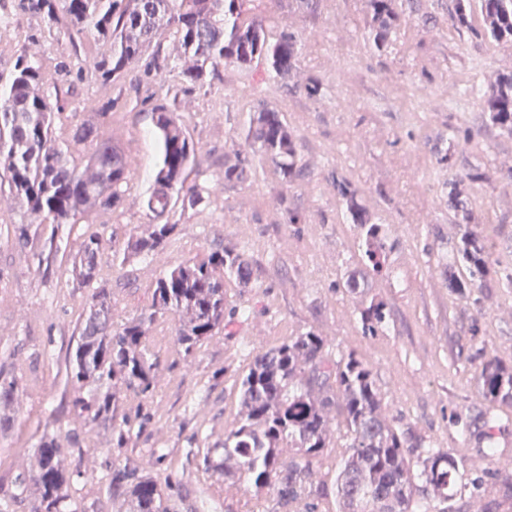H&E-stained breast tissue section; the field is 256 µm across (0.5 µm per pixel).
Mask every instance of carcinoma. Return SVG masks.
<instances>
[{"label":"carcinoma","mask_w":512,"mask_h":512,"mask_svg":"<svg viewBox=\"0 0 512 512\" xmlns=\"http://www.w3.org/2000/svg\"><path fill=\"white\" fill-rule=\"evenodd\" d=\"M399 0H367L371 16L367 40L382 51L394 41L402 13ZM472 0H452L449 18L459 31L472 30ZM257 0H27V7L50 29L66 20L65 36L72 50L92 32L112 43V55L94 64L107 81L121 79L132 66L145 63V72L163 77L178 71L184 87L202 86L224 66L245 69L266 61L267 71L285 75L297 67L301 51L297 37L282 31L269 35L267 16ZM485 34L497 41L512 40V0H481ZM173 35L191 65L181 68L163 54L161 37ZM490 122L512 135V75L502 77L483 94ZM60 89L43 87L40 70L27 54L18 57L11 80L0 89V174L23 213L41 215L51 225L48 252L41 260L44 273L53 272L57 259L56 230L75 224L90 207L112 211L123 203L127 159L99 138L89 122L71 128L70 138L53 136L61 115ZM159 162L146 199L152 221L147 232L133 235L126 249L149 256L169 243L179 223L170 220L176 204L193 209L203 201L202 190L188 182L197 147L176 112L175 100L153 107ZM89 149L84 168L75 164L71 148ZM246 149L224 168V183L243 177L258 159L276 164L285 181L296 173L299 154L295 136L280 113L262 107L250 119ZM485 182L484 174L467 173L448 183V204L467 225L457 241L453 265L464 274L451 287L464 295L491 283L512 286V265L502 267L490 258L487 239L471 223L465 182ZM352 223L358 225L372 269L381 267L385 234L370 221L351 184L338 185ZM102 239L88 235L73 256L72 275L91 293L80 315L79 341L71 362L72 407L86 424L112 425L117 445L130 437L139 414L116 419L121 394L151 396L159 361L152 357L148 331L168 320L175 322L177 354L187 360L224 327V279L245 282L249 268L232 250L212 253L201 262H183L159 277L151 302L120 322L112 321V292L101 270ZM364 329L373 334L386 321L385 304L372 301L362 312ZM476 386L492 404L512 406V366L495 358L480 363ZM238 418L224 433V445L195 453L196 469L220 473L229 488L258 496L275 495L293 512H317L315 500L336 489L337 512H432L430 504L453 500L464 485L459 467L446 449L424 447L422 438L394 427L384 416L383 398L371 368L349 353L332 358L325 339L309 331L255 356L239 382ZM345 428L346 455L331 478L315 486L314 463L330 444V420ZM296 449L285 460L283 445ZM65 450L54 435H43L32 465L20 487L33 485L38 494L30 512H78L64 467ZM160 456L143 465H112L109 484L112 512H171V483L150 474Z\"/></svg>","instance_id":"1"}]
</instances>
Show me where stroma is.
Here are the masks:
<instances>
[{"label":"stroma","instance_id":"obj_1","mask_svg":"<svg viewBox=\"0 0 512 512\" xmlns=\"http://www.w3.org/2000/svg\"><path fill=\"white\" fill-rule=\"evenodd\" d=\"M0 20V80L20 51L39 65L46 87L66 89L65 117L55 125L67 138L72 123L91 121L129 158L124 202L113 212L90 210L64 230L54 273L39 257L49 235L39 230L26 246L11 241L22 211L8 184L0 185V375L14 379L16 394L0 430V494L10 512H29L35 489L18 493L33 449L43 433L67 450L65 469L80 512H112L105 477L113 463L164 458L158 479L179 480V512H283L272 497L220 489L217 479L198 481L193 449L222 444L238 411L237 379L254 357L289 337L313 331L333 356L352 352L372 368L384 409L396 427L445 448L463 477H481L450 512H512L502 478L512 475V406L500 407L495 450L482 438L491 406L478 393L483 359L512 364V288L493 285L452 293L445 281L461 222L448 206V182L479 170L472 184L473 227L486 235L493 259L512 262V136L486 118V104L467 88H490L512 71V42L483 36L484 16L473 9L471 31L452 27L448 0H409L393 45L373 50L365 0H317L298 9L294 0H264L273 30L303 42L299 68L275 79L257 66L251 76L222 69L210 85L182 92L175 74L105 81L92 74L111 45L87 36L76 53L64 54L63 35H49L21 0H5ZM321 83L309 97L307 78ZM176 96L180 119L198 148L190 183L203 190L196 208L176 212L181 230L161 251L124 259L130 235L149 219L144 202L157 163L151 108ZM115 109L101 114L102 106ZM276 108L299 142L292 182L269 162H254L240 181L218 183L226 164L244 146V128L261 106ZM350 182L369 214L384 226L385 263L373 271L359 228L336 191ZM298 223H290V216ZM103 238L102 274L112 291L114 320L135 314L151 300L166 270L232 248L244 254L248 285L224 283V328L189 361L174 352L170 325L153 329L163 364L151 397L122 398L120 412H141L125 447L112 430L86 431L72 410L67 370L78 341L79 315L89 295L68 261L85 236ZM360 286L348 291L347 276ZM386 305L387 324L365 334L361 313L370 300Z\"/></svg>","mask_w":512,"mask_h":512}]
</instances>
